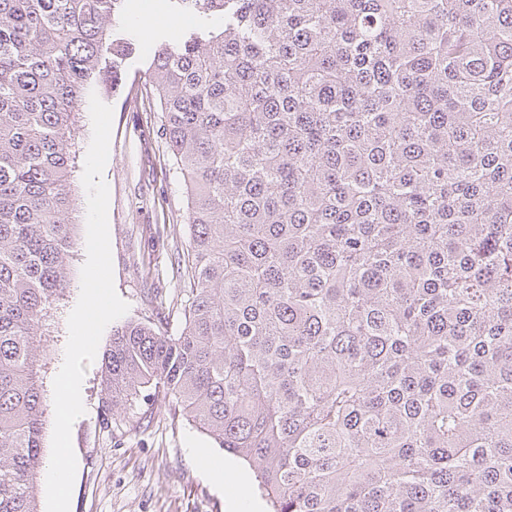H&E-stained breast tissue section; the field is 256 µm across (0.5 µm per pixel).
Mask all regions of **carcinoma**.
Returning a JSON list of instances; mask_svg holds the SVG:
<instances>
[{"label": "carcinoma", "mask_w": 512, "mask_h": 512, "mask_svg": "<svg viewBox=\"0 0 512 512\" xmlns=\"http://www.w3.org/2000/svg\"><path fill=\"white\" fill-rule=\"evenodd\" d=\"M146 85L191 298L128 320L108 416L163 389L271 512H512V0H175ZM123 0H0V512H37V350L70 287L84 92Z\"/></svg>", "instance_id": "1"}]
</instances>
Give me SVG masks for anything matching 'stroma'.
I'll list each match as a JSON object with an SVG mask.
<instances>
[{
	"label": "stroma",
	"mask_w": 512,
	"mask_h": 512,
	"mask_svg": "<svg viewBox=\"0 0 512 512\" xmlns=\"http://www.w3.org/2000/svg\"><path fill=\"white\" fill-rule=\"evenodd\" d=\"M130 30L139 40L113 83L96 87L112 106L109 233L114 285L130 306L128 318L164 322L181 330L189 297L187 200L162 135V114L144 73L159 41L198 28L202 18L178 11L174 0H124ZM77 244L69 261L71 286L53 310L54 335L41 347L45 388L63 360L67 319L80 293L86 259L87 195L74 175ZM101 363L88 367L81 388L85 412L73 424L77 459L70 512H270L253 467L223 449L182 416L172 415L164 392L148 389L110 420L100 414ZM224 469L216 481L211 464Z\"/></svg>",
	"instance_id": "obj_1"
}]
</instances>
